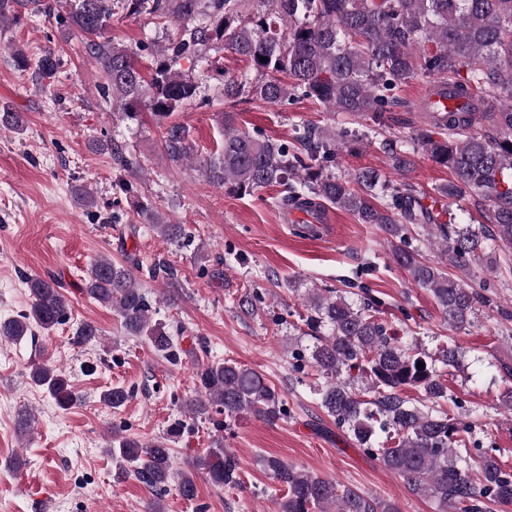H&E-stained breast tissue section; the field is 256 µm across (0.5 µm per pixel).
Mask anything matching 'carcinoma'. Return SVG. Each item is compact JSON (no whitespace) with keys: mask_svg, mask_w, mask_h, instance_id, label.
Returning <instances> with one entry per match:
<instances>
[{"mask_svg":"<svg viewBox=\"0 0 512 512\" xmlns=\"http://www.w3.org/2000/svg\"><path fill=\"white\" fill-rule=\"evenodd\" d=\"M127 14L149 18H174L182 22L176 39L160 53L152 81L145 82L136 67L134 52L106 36L112 20V0H0V18L34 6L49 16L63 6L71 28L85 37L86 50L100 65L105 93L120 103L130 119L147 104L164 120L201 96L200 85L173 70L180 60L212 66L208 53L224 51L245 60L261 75L253 82L248 73L224 75V102L236 103L251 93L271 104L289 97L312 99L336 112L372 114L384 126L394 90L423 73L433 79L421 103L426 121L415 141L453 179L441 197L474 192L492 208V230H474L440 219L437 201L424 203L410 184L393 188L385 207L374 203L387 191L381 174L363 168L348 177L323 173L336 142L348 131H323L302 125L301 152L266 139L239 132L233 115L224 113V141L204 163L208 182L230 184L243 194L263 187H284L281 205L307 213L321 211L322 202L337 205L357 216L362 224H375L386 234L393 261L407 271L412 282L427 288L448 325H471L478 306L490 299L462 280L448 277L423 260L408 241L409 228L432 230L442 241L447 265L464 270L487 250L512 253V0H258L261 9L250 10L251 0H122ZM267 61H261V58ZM17 64L49 78L60 66L50 50L38 58L20 54ZM284 73L285 83L277 77ZM455 101L448 107L433 98ZM380 148L397 171L410 165L409 150L394 140ZM94 149L109 151L128 169L135 161L99 140ZM164 149L180 162L194 151L187 130L178 124L166 128ZM144 223L171 242L184 235L179 224H168L153 207L137 204ZM129 265L98 258L91 263L84 292L93 301L113 309L124 331L148 341L172 363L180 361L176 337L153 320L152 304ZM31 297L28 311L0 320V339L19 341L39 328L49 332L68 317L69 303L53 278H25ZM382 301L371 295L354 305L337 294L314 293L305 325L312 346L295 353L324 379L318 388L320 407L367 452L403 479L409 488L436 501L441 512H489V505H512V469L503 467L492 448L468 461L465 448L473 427L463 423L440 403L453 401L447 376L459 367L460 349L450 340L432 354L402 341L379 317ZM99 336L91 322L78 325L73 343L89 344ZM422 366H417V363ZM32 381L46 390L56 404L67 409L77 399L68 380L51 367L37 365ZM196 395L185 400L188 419L195 420L217 408L232 418L249 414L273 425L286 414L276 389L257 370L231 360L197 363ZM419 394L410 399L405 391ZM131 397L114 386L101 400L115 410ZM188 429L175 420L166 436L150 444L111 431L109 453L122 466L116 478L132 476L151 489L173 475L171 448ZM263 465L287 488L276 512H398L356 489L321 477L276 457ZM238 460L221 441L196 457L190 469L180 472V494L196 496L193 473L202 470L217 487L238 484Z\"/></svg>","mask_w":512,"mask_h":512,"instance_id":"1","label":"carcinoma"}]
</instances>
